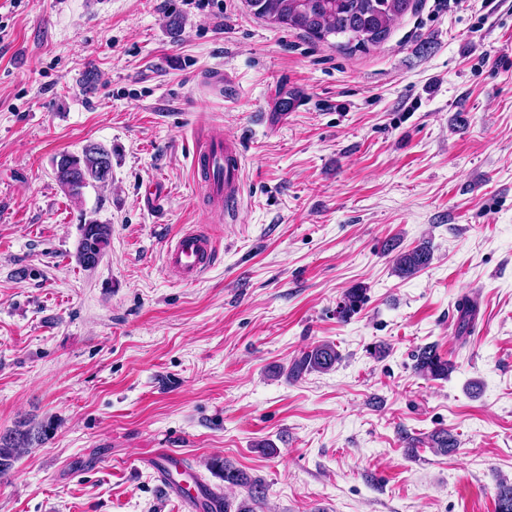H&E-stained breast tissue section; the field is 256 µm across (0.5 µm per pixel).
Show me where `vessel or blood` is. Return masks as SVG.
Here are the masks:
<instances>
[{
    "label": "vessel or blood",
    "instance_id": "1",
    "mask_svg": "<svg viewBox=\"0 0 512 512\" xmlns=\"http://www.w3.org/2000/svg\"><path fill=\"white\" fill-rule=\"evenodd\" d=\"M193 168H207L208 179L200 188L212 198L224 203V216L234 219L239 208L243 191V155L235 140L214 138L206 140L192 161ZM216 245L204 231L187 229L182 231L168 245L164 264L168 271L175 273L183 281H199L215 261Z\"/></svg>",
    "mask_w": 512,
    "mask_h": 512
}]
</instances>
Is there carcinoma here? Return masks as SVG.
Here are the masks:
<instances>
[{
    "label": "carcinoma",
    "instance_id": "1",
    "mask_svg": "<svg viewBox=\"0 0 512 512\" xmlns=\"http://www.w3.org/2000/svg\"><path fill=\"white\" fill-rule=\"evenodd\" d=\"M414 0H247L254 15L271 22L305 32L319 42L331 35L348 37L355 47H368L387 38L391 27L409 10ZM112 157V152L98 144H87L79 154H63L55 163V178L60 188L70 197H80L90 186L103 187L99 177L101 154ZM111 228L108 224L82 226L76 260L84 268L95 267L109 245ZM432 260L431 247L423 243L416 248L401 252L394 258L393 270L400 277H410L426 268ZM362 288H350L337 303L336 316L342 321L358 313L364 303ZM414 370L430 379H448L455 365L443 358L437 348L428 345L414 355ZM339 361L336 347L322 343L294 360L290 376L297 378L305 372H327ZM53 425L50 422L37 427L16 429L0 434V477L7 475L14 460L27 452L35 443L47 439ZM428 447L435 453L450 455L457 449L456 438L441 428L427 436ZM209 467L222 474L230 486H245L248 498L242 500L236 510L225 497L208 489L202 490L203 512H255L254 506L266 497V488L252 481L246 473L214 459ZM496 512H512V483L500 481L495 493Z\"/></svg>",
    "mask_w": 512,
    "mask_h": 512
}]
</instances>
